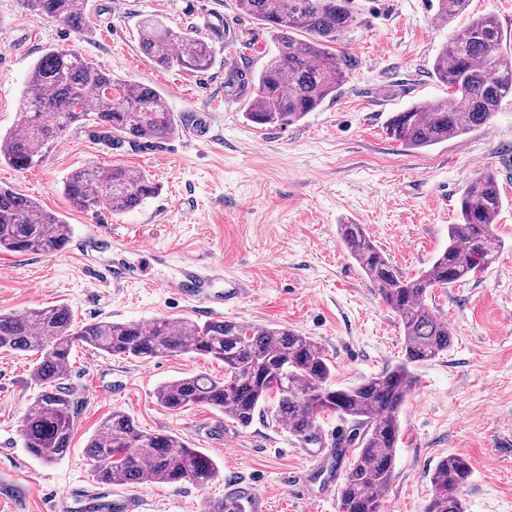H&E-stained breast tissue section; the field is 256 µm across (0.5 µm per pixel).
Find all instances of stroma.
I'll return each mask as SVG.
<instances>
[{"label": "stroma", "mask_w": 512, "mask_h": 512, "mask_svg": "<svg viewBox=\"0 0 512 512\" xmlns=\"http://www.w3.org/2000/svg\"><path fill=\"white\" fill-rule=\"evenodd\" d=\"M436 11L437 0H354L351 26L335 46L350 63L335 97L301 122L271 130L243 119L251 90L232 81L228 63L259 71L274 45L235 0H88L90 27L81 36L32 16L22 0H0V135L17 126L25 81L48 46L76 49L113 77L152 87L184 122L179 136L159 145L109 153L85 133L69 132L29 169L0 162V186L37 199L73 229L59 253L0 251V311L66 304L81 324L200 323L203 315L173 289L182 260L192 258L222 268L215 290L241 285L225 319L300 331L335 363L337 384L354 385L398 365L404 338L397 316L340 246L338 225H365L393 265L416 276L447 245L466 184L492 169L504 198L497 221L504 249L477 277L435 290L429 301L454 340L415 369L383 512H424L434 469L451 453L472 467L461 490L465 512H512V99L488 125L426 149L386 133L392 113L452 98L433 63L472 19L495 17L512 45V0H470L444 24ZM145 15L176 30L219 16L233 35L214 42L209 70H166L139 48ZM200 126L206 133L198 138ZM87 165L128 166L159 191L124 215L102 204L75 209L62 185ZM90 224L102 235L87 243ZM102 266L118 269L123 284L93 282ZM30 366L28 355L0 352V512H84L90 489L104 501L137 495L144 512H202L205 500L229 495L261 512H338L349 458L311 457L259 417L241 429L206 407L173 413L157 404L161 382L222 375L219 362L189 355L141 362L76 348L69 378L81 412L69 453L54 464L32 458L22 444L21 422L36 393ZM115 410L142 430L174 433L210 455L221 479L203 489L98 483L85 445Z\"/></svg>", "instance_id": "35a3bbf8"}]
</instances>
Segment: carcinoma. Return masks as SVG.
Instances as JSON below:
<instances>
[{
    "label": "carcinoma",
    "mask_w": 512,
    "mask_h": 512,
    "mask_svg": "<svg viewBox=\"0 0 512 512\" xmlns=\"http://www.w3.org/2000/svg\"><path fill=\"white\" fill-rule=\"evenodd\" d=\"M244 13L267 26L274 55L251 77L252 96L243 118L265 128H286L305 119L336 88L349 67L330 52L349 25L353 0H235ZM86 0H25L35 17L88 29ZM469 0H438L437 16L451 20ZM142 52L165 69L199 73L213 64L212 45L198 30L175 31L160 20L141 22ZM434 74L454 90L451 101L422 102L387 121L386 133L408 147L424 149L487 125L503 99L512 97V50L503 44L496 19H473L434 62ZM91 120V129L83 121ZM87 130L96 144L118 151L143 140L166 142L180 125L166 100L147 85H129L70 48L43 50L23 94L19 130L0 137V161L24 170L71 129ZM63 192L76 209L105 201L115 215L139 208L158 192L140 171L91 166L72 172ZM503 200L496 175L486 170L459 198V222L448 225V246L418 276L403 275L362 224H340L341 246L378 288L399 319L403 361L362 382L336 387L325 350L296 329L230 320L175 324L167 318L138 322L94 321L77 325L64 305L33 308L24 315L0 312V351L32 352L31 378L39 391L22 420L26 452L45 464L64 458L80 414V401L65 383L72 352L87 347L120 358L148 362L190 354L224 364V375L191 374L165 382L157 403L179 413L193 406L214 409L248 428L264 415L288 431L307 451L326 448L324 416L350 421L351 431L331 443L341 459L357 450L345 470L338 512H382L393 475L399 413L415 384L413 367L452 346L448 322L429 307L437 289L451 288L496 262L503 249L495 224ZM71 227L35 199L0 188V250L56 253L69 242ZM87 457L96 481L133 485L144 474L158 484L189 482L205 487L221 473L216 460L169 432H147L127 413L114 410L88 440ZM471 473L468 459L450 454L434 473V492L424 512H464L458 493ZM204 512H245L242 500H207Z\"/></svg>",
    "instance_id": "1"
}]
</instances>
